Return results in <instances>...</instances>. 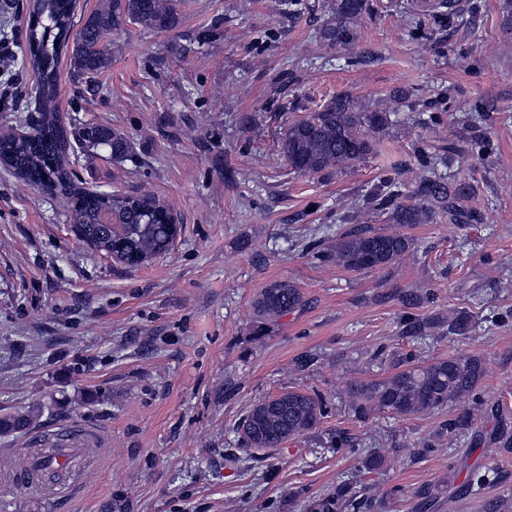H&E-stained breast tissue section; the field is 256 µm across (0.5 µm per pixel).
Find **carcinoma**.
I'll return each mask as SVG.
<instances>
[{
  "instance_id": "obj_1",
  "label": "carcinoma",
  "mask_w": 512,
  "mask_h": 512,
  "mask_svg": "<svg viewBox=\"0 0 512 512\" xmlns=\"http://www.w3.org/2000/svg\"><path fill=\"white\" fill-rule=\"evenodd\" d=\"M74 0H34L26 26L23 64L34 71L31 90L39 117L31 132L0 137V160L20 181L55 196L66 212L77 240L101 255L129 267L141 266L169 251L180 232L171 207L150 192L116 196L92 193L78 184L68 158L75 152L94 155L108 147L112 157L124 159L130 145L123 137L100 125L65 127L55 112L60 57L69 58L70 69L92 78L112 58L113 34L133 24L165 33L178 24L176 0H103L79 30H73ZM367 11V0H334V22L320 37L339 45L358 37ZM389 122V109H366L347 93L328 99L309 116L288 124L282 153L300 175L342 170L364 159L373 149L376 134ZM435 206L454 208L458 189L430 177L423 179ZM391 218L400 224H421L429 213L416 205H395ZM410 247L400 234H384L353 228L336 238L328 257L347 271L378 269L399 260ZM300 289L288 281H275L254 300V333L263 334L280 317L300 307ZM484 372L482 363L470 356L454 355L427 364L406 362L389 376L355 382L347 394L351 409L363 416L373 412L398 417L427 415L469 401ZM37 403L24 412L0 418V435L24 434L42 416ZM325 415L321 395L285 389L251 406L240 424L242 441L249 450L280 448L313 430ZM29 479L52 482L61 472L45 456L26 470ZM347 489L323 501L321 512H339L346 506Z\"/></svg>"
}]
</instances>
